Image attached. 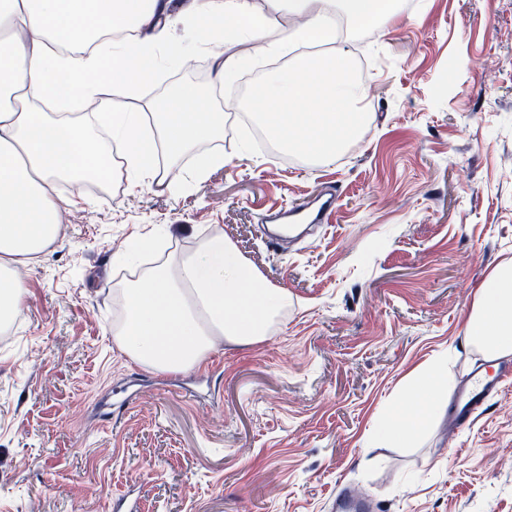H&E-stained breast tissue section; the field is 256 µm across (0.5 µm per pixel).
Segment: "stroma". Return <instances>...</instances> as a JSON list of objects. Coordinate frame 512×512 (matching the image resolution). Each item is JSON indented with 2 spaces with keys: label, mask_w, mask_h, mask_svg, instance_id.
Here are the masks:
<instances>
[{
  "label": "stroma",
  "mask_w": 512,
  "mask_h": 512,
  "mask_svg": "<svg viewBox=\"0 0 512 512\" xmlns=\"http://www.w3.org/2000/svg\"><path fill=\"white\" fill-rule=\"evenodd\" d=\"M172 0L165 65L137 96L206 82L225 110L222 167L184 189L119 178L65 207L57 241L21 269L19 332L0 345V512H330L337 485L381 512H512V386L472 427L429 424L399 447L379 433L404 378L465 343L476 290L512 258V0H401L395 27L354 32L368 120L335 163L271 167L237 124L234 88ZM447 84L442 98L432 90ZM324 192L327 223L270 248L264 214ZM219 227L290 304L261 343L217 341L203 364L156 373L119 348L118 289Z\"/></svg>",
  "instance_id": "stroma-1"
}]
</instances>
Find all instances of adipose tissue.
I'll use <instances>...</instances> for the list:
<instances>
[{
	"instance_id": "adipose-tissue-1",
	"label": "adipose tissue",
	"mask_w": 512,
	"mask_h": 512,
	"mask_svg": "<svg viewBox=\"0 0 512 512\" xmlns=\"http://www.w3.org/2000/svg\"><path fill=\"white\" fill-rule=\"evenodd\" d=\"M169 0H0V326L24 307L19 265L53 242L64 198L58 182L102 176L112 142L125 146L127 178L164 182L206 142L224 134V115L192 89L169 97L142 139L141 115L123 97L147 82L168 45L159 30ZM273 12L300 18L274 30L253 25L252 0H187L199 44L214 58L217 78L239 61L230 49L240 31L268 50L290 55L286 68L267 73L247 107L277 145L322 164L335 161L361 132L367 87L355 79L350 56L305 52L327 43L337 17L361 26H394L398 0H270ZM55 98L93 103L108 114L111 138L66 113L47 114ZM124 320L114 336L133 361L158 372L200 365L216 341L263 342L288 292L268 287L221 235L204 236L187 254L172 253L140 280L121 289ZM467 344L485 360L512 357V259L479 287L465 320ZM418 388L396 399L382 422L383 436L404 441L431 420L438 393L451 386L447 364L432 363L413 376Z\"/></svg>"
}]
</instances>
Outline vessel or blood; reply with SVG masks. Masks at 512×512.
<instances>
[{
	"label": "vessel or blood",
	"instance_id": "b4317fda",
	"mask_svg": "<svg viewBox=\"0 0 512 512\" xmlns=\"http://www.w3.org/2000/svg\"><path fill=\"white\" fill-rule=\"evenodd\" d=\"M336 205L333 194L326 193L313 201L285 212L268 214L269 228L266 236L271 245H278L281 236L277 225L290 220L307 224L322 223ZM512 384V366L502 362L498 365L484 364L472 374L468 385L462 387L456 397L454 417L461 424H471L476 418L491 412L498 397L507 385ZM335 512H374L375 501L368 492L348 485H338L333 498Z\"/></svg>",
	"mask_w": 512,
	"mask_h": 512
}]
</instances>
